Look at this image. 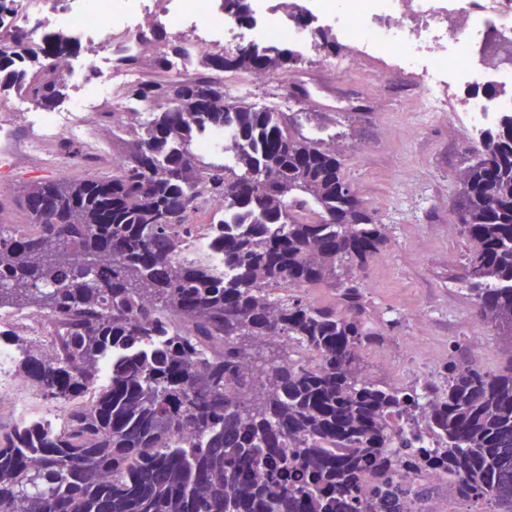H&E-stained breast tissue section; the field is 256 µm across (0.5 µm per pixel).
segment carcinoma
Returning a JSON list of instances; mask_svg holds the SVG:
<instances>
[{"instance_id": "obj_1", "label": "carcinoma", "mask_w": 512, "mask_h": 512, "mask_svg": "<svg viewBox=\"0 0 512 512\" xmlns=\"http://www.w3.org/2000/svg\"><path fill=\"white\" fill-rule=\"evenodd\" d=\"M224 6L250 20L248 0ZM160 35L155 76L127 94L176 108L116 137L115 174L33 181L18 201L28 230L0 224V307L61 320L68 353L21 363L45 399L67 405V426L0 425V512H437L444 488L477 512H512V114L482 131L456 204L469 243L459 281L503 365L484 370L455 340L436 374L400 387L365 365L399 327L373 318L363 281L390 226L344 153L301 132L298 113L224 91L227 73L297 70L302 58L248 44L189 60L180 79L169 63L185 48ZM13 43L0 45V96L54 109L68 90L59 62L77 44L59 29L34 53L21 31ZM194 127L231 134L233 163L173 146ZM200 179L238 212L218 237L228 277L174 260L205 212L191 191ZM315 288L332 301L312 300ZM274 336L316 363L294 361ZM396 415L408 431L389 426ZM423 431L441 447H415ZM402 466L449 482L408 484Z\"/></svg>"}]
</instances>
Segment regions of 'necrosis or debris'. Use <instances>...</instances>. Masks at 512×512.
<instances>
[{
  "label": "necrosis or debris",
  "mask_w": 512,
  "mask_h": 512,
  "mask_svg": "<svg viewBox=\"0 0 512 512\" xmlns=\"http://www.w3.org/2000/svg\"><path fill=\"white\" fill-rule=\"evenodd\" d=\"M251 5L252 20L243 30L225 11L224 0H12L6 19L0 21V41L9 42L13 32L22 30L35 43L55 27L82 42L89 58L105 55L108 71L102 85L123 129L148 118L125 95L129 83L144 77L125 60L157 53L152 32L159 26L183 42L190 55L285 41L301 58H320L322 71L340 78L352 75L357 60L383 61L390 73L418 75L410 96L419 126L439 120L479 133L496 122V110L476 97L449 109L454 86L491 83L512 92V0H251ZM322 30L349 46L350 55H323L318 38ZM24 104L21 98L0 99V162L31 160L56 168L64 161L61 144L78 138L87 147L84 171H96L107 151L93 135L99 114L92 97L71 99L29 137L17 139L11 134L10 117ZM206 204L213 212L212 223L197 225L182 240L176 260L203 261L220 273L224 257L213 242L229 213L223 199L210 196ZM20 330L32 342L50 343L51 362L65 361L63 328L53 316L0 309V332ZM23 358V351L0 348V419L18 426L35 423L48 432L63 429L61 406L43 402L22 378Z\"/></svg>",
  "instance_id": "necrosis-or-debris-1"
}]
</instances>
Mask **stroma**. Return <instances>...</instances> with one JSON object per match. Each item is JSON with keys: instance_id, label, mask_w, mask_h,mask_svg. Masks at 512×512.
I'll list each match as a JSON object with an SVG mask.
<instances>
[{"instance_id": "stroma-1", "label": "stroma", "mask_w": 512, "mask_h": 512, "mask_svg": "<svg viewBox=\"0 0 512 512\" xmlns=\"http://www.w3.org/2000/svg\"><path fill=\"white\" fill-rule=\"evenodd\" d=\"M357 78L338 81L321 79L308 91H300L299 78L288 73L282 84L259 82L249 90L251 102L288 98L294 112L320 113L321 123H307L304 133L336 142L347 158V173L375 213L392 229V245L385 264L371 265L364 283L372 306L381 317L398 319L399 328L383 348L394 354L403 350L404 341L413 335L415 325L409 315L425 309L428 317L429 347L435 359L448 354L455 340L468 342L470 354L485 370L499 366V355L491 330H483L480 343H472L471 329L477 326L472 304L458 282L457 260L467 251L462 237H449L446 226L456 223L454 202L460 184L454 178L463 167L470 145L465 132L444 123H432L419 129L413 140L401 135V127L410 121V105L402 95L411 84L408 76H399L389 98L373 106L364 96L363 80L380 73L379 62L358 63ZM365 153H357V146ZM410 173L423 187L418 199L398 206L395 192L400 172ZM40 170L23 167L0 169V216L19 222L23 216L16 204L20 185L40 178ZM421 231L426 247L409 246L413 231ZM454 262H445L446 254Z\"/></svg>"}]
</instances>
